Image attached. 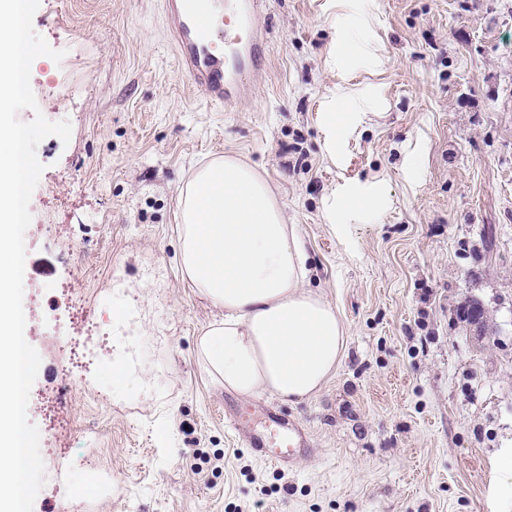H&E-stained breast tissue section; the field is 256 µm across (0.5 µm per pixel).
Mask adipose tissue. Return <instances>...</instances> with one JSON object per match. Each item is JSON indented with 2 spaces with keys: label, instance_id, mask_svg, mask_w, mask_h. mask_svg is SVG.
I'll use <instances>...</instances> for the list:
<instances>
[{
  "label": "adipose tissue",
  "instance_id": "adipose-tissue-1",
  "mask_svg": "<svg viewBox=\"0 0 512 512\" xmlns=\"http://www.w3.org/2000/svg\"><path fill=\"white\" fill-rule=\"evenodd\" d=\"M179 214L183 269L224 309L199 342L205 370L243 398L316 394L346 326L307 288L305 248L268 182L236 158L214 159L181 190Z\"/></svg>",
  "mask_w": 512,
  "mask_h": 512
}]
</instances>
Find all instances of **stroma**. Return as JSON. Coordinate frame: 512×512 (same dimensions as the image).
Here are the masks:
<instances>
[{"label": "stroma", "instance_id": "35a3bbf8", "mask_svg": "<svg viewBox=\"0 0 512 512\" xmlns=\"http://www.w3.org/2000/svg\"><path fill=\"white\" fill-rule=\"evenodd\" d=\"M160 3L41 0L33 20L65 57L37 58L32 90L72 136L37 148L27 232L60 287L34 324L29 411L59 384L60 329L81 334L73 295L126 288L147 341L137 393L93 368L73 429L41 428L49 459L100 441L33 512H512V0H267V63L220 111L180 77ZM331 101L359 115L332 138ZM224 156L271 185L347 326L312 397L247 400L203 368L224 310L182 270L179 194ZM373 182L381 209L324 223L332 193ZM247 406L300 423L310 455L260 460L234 426Z\"/></svg>", "mask_w": 512, "mask_h": 512}]
</instances>
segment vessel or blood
<instances>
[{"label": "vessel or blood", "mask_w": 512, "mask_h": 512, "mask_svg": "<svg viewBox=\"0 0 512 512\" xmlns=\"http://www.w3.org/2000/svg\"><path fill=\"white\" fill-rule=\"evenodd\" d=\"M163 6L181 77L215 107L248 98V77L266 60L268 31L258 23L262 0H163ZM235 423L262 461L281 468L310 446L302 426L270 411L239 412Z\"/></svg>", "instance_id": "obj_1"}]
</instances>
